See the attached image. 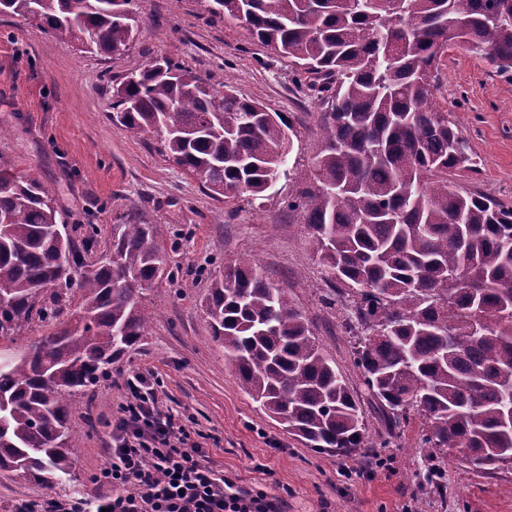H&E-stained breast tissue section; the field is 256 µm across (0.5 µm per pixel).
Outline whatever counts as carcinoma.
Masks as SVG:
<instances>
[{
  "label": "carcinoma",
  "mask_w": 512,
  "mask_h": 512,
  "mask_svg": "<svg viewBox=\"0 0 512 512\" xmlns=\"http://www.w3.org/2000/svg\"><path fill=\"white\" fill-rule=\"evenodd\" d=\"M255 42L296 68L326 105L312 175L288 200L300 212L344 323L363 385L389 432L411 418L435 459L466 448L512 458V206L448 184L474 170L462 132L434 101L451 45L512 76V0H212ZM83 51L121 54L137 0H0ZM109 119L151 132L161 152L214 197L252 203L288 175L290 115L193 75L147 64L112 95ZM55 194L32 170L0 166V338L50 329L0 350V474L51 487L78 453L76 405L146 336L142 296L173 277L164 224H114L112 248L85 263L58 223ZM81 268L71 276L72 266ZM77 290L76 306L71 291ZM205 313L242 390L316 452L370 448L357 391L319 345L288 288L240 258L211 281Z\"/></svg>",
  "instance_id": "cac0c4a2"
}]
</instances>
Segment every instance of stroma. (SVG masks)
I'll list each match as a JSON object with an SVG mask.
<instances>
[{
    "mask_svg": "<svg viewBox=\"0 0 512 512\" xmlns=\"http://www.w3.org/2000/svg\"><path fill=\"white\" fill-rule=\"evenodd\" d=\"M137 6L143 24L122 55L82 52L21 17L0 16V163L34 169L54 191L74 242L97 232L93 254L106 251L113 225L127 218L167 225L161 248L175 274L146 292L153 321L142 343L113 362L72 415L81 450L75 479L49 488L20 472L0 476V512L48 493L96 494L107 422L134 371L155 374L164 408L193 418L212 466L239 487L274 498L280 512H512V471L479 473L455 455L443 467L446 495H425L419 421L389 439L364 389L343 314L325 303V270L299 212L287 207L322 147L323 105L298 90L287 59L255 44L242 25L212 18L206 0H138ZM160 56L269 111L291 114L297 132L291 174L273 184L261 205L208 195L160 153L156 136L109 120L113 85ZM434 97L477 161L476 172L451 177L452 188L512 205V78L453 46L440 60ZM240 256L254 258L269 281L287 287L324 352L358 391L377 453L337 456L305 448L241 389L202 307L211 281ZM90 412L100 418L92 429L85 423Z\"/></svg>",
    "mask_w": 512,
    "mask_h": 512,
    "instance_id": "stroma-1",
    "label": "stroma"
}]
</instances>
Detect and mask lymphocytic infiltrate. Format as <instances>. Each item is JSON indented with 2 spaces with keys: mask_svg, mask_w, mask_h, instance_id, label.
I'll use <instances>...</instances> for the list:
<instances>
[{
  "mask_svg": "<svg viewBox=\"0 0 512 512\" xmlns=\"http://www.w3.org/2000/svg\"><path fill=\"white\" fill-rule=\"evenodd\" d=\"M106 453L95 477L99 497L46 495L21 501L16 512H276L265 494L239 489L210 466L145 374L124 380Z\"/></svg>",
  "mask_w": 512,
  "mask_h": 512,
  "instance_id": "1",
  "label": "lymphocytic infiltrate"
}]
</instances>
